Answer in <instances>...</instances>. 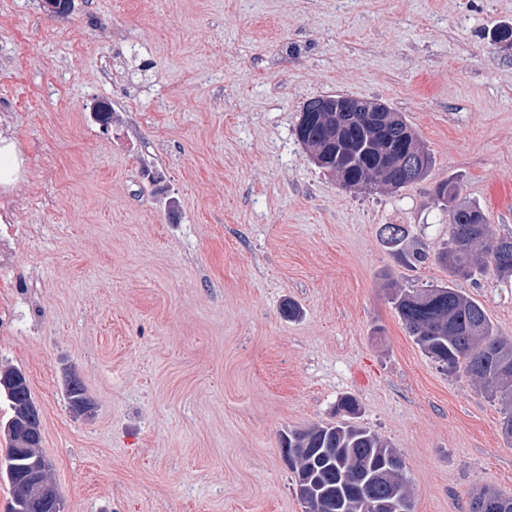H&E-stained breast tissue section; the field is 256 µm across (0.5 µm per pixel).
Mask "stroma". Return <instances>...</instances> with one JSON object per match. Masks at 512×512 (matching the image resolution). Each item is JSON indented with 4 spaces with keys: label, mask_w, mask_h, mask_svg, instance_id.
<instances>
[{
    "label": "stroma",
    "mask_w": 512,
    "mask_h": 512,
    "mask_svg": "<svg viewBox=\"0 0 512 512\" xmlns=\"http://www.w3.org/2000/svg\"><path fill=\"white\" fill-rule=\"evenodd\" d=\"M508 23L512 0H0V366L26 377L64 512H305L280 436L345 394L400 455L411 512L512 496L500 402L388 298L447 270L379 237L405 224L439 250L451 176L512 235V50L489 43ZM336 94L403 113L428 176L352 193L318 169L294 128ZM454 283L512 337V288ZM379 235L386 250L402 265L417 267L429 261L430 254L425 247L410 242L405 224H384ZM67 399L69 407L76 414L84 415L93 409V402L86 394V390L76 376H72L67 388Z\"/></svg>",
    "instance_id": "35a3bbf8"
}]
</instances>
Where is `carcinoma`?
Returning a JSON list of instances; mask_svg holds the SVG:
<instances>
[{"label": "carcinoma", "instance_id": "cac0c4a2", "mask_svg": "<svg viewBox=\"0 0 512 512\" xmlns=\"http://www.w3.org/2000/svg\"><path fill=\"white\" fill-rule=\"evenodd\" d=\"M298 140L316 156L336 144L341 172L395 192L425 178L432 158L417 131L400 112H352L340 124L334 112H311L297 134ZM403 141L407 151L420 160L417 177L394 167L390 148ZM440 210L448 215V241L436 260L448 269L452 280L444 285L405 290L395 288L391 302L408 334L425 354L450 374L462 373L501 403L499 431L512 444V338L494 331L482 304L453 286V279L475 272L490 273L502 284H512V260L499 257V247L512 246V236L495 237L484 210L461 200L460 185L441 180L434 188ZM386 250L404 266L417 267L429 261V252L409 240L403 224L380 228ZM69 407L77 414L92 411L93 402L76 376L67 388ZM8 404L9 416L0 420V434L8 443L0 459V479L12 488L7 512H33V484L23 480L36 475L47 484L49 464L39 444L42 441L39 410L21 370L0 368V402ZM357 400L340 398L334 423H318L290 431L282 442L294 449L293 473L299 475L300 499L306 512H364L369 498L391 504L390 512H409V487L396 451L365 427L345 420L358 414ZM512 512V496L491 487L470 497L468 512Z\"/></svg>", "mask_w": 512, "mask_h": 512}]
</instances>
